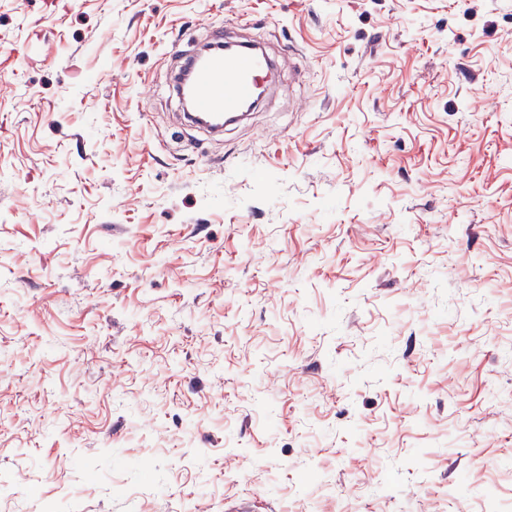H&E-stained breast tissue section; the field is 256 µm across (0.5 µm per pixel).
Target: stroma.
<instances>
[{"instance_id": "35a3bbf8", "label": "stroma", "mask_w": 512, "mask_h": 512, "mask_svg": "<svg viewBox=\"0 0 512 512\" xmlns=\"http://www.w3.org/2000/svg\"><path fill=\"white\" fill-rule=\"evenodd\" d=\"M509 348L512 0H0V512H512ZM274 70L275 62L266 52L248 48L230 54L224 49L212 52L195 73L191 88L195 111L224 119L234 116L252 99L257 87H269Z\"/></svg>"}]
</instances>
